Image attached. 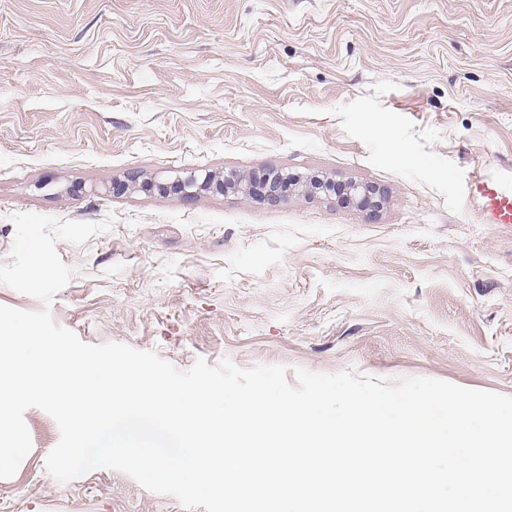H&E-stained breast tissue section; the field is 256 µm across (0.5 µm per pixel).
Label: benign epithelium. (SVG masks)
<instances>
[{
  "label": "benign epithelium",
  "mask_w": 512,
  "mask_h": 512,
  "mask_svg": "<svg viewBox=\"0 0 512 512\" xmlns=\"http://www.w3.org/2000/svg\"><path fill=\"white\" fill-rule=\"evenodd\" d=\"M169 186L182 191L187 196L191 195L195 188L207 190L213 187L220 191L227 188H236L258 201L275 205L281 202L291 191L294 183L288 174L281 171H271L265 174V176L249 183L236 176L217 180L213 176L207 175L200 181L196 176L190 174L184 178H178L168 185L165 183L158 184V188L162 190L167 189ZM341 192L343 196L355 204L362 212L371 213L386 201L384 190L370 183L351 182L344 185L341 188Z\"/></svg>",
  "instance_id": "obj_1"
}]
</instances>
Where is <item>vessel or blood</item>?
I'll return each mask as SVG.
<instances>
[{
  "label": "vessel or blood",
  "mask_w": 512,
  "mask_h": 512,
  "mask_svg": "<svg viewBox=\"0 0 512 512\" xmlns=\"http://www.w3.org/2000/svg\"><path fill=\"white\" fill-rule=\"evenodd\" d=\"M467 191L481 223L512 225V178L494 176L478 167L470 174Z\"/></svg>",
  "instance_id": "vessel-or-blood-1"
}]
</instances>
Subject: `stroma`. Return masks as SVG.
Instances as JSON below:
<instances>
[{"instance_id":"stroma-1","label":"stroma","mask_w":512,"mask_h":512,"mask_svg":"<svg viewBox=\"0 0 512 512\" xmlns=\"http://www.w3.org/2000/svg\"><path fill=\"white\" fill-rule=\"evenodd\" d=\"M478 163L512 174V0H0V264L13 213L118 217L57 240L50 305H0L84 343L512 396V228L479 223ZM273 169L387 200L122 186ZM24 418L0 512H183L111 469L57 482L56 422ZM342 195L369 215L386 201L384 190L370 183L351 182L341 188Z\"/></svg>"}]
</instances>
